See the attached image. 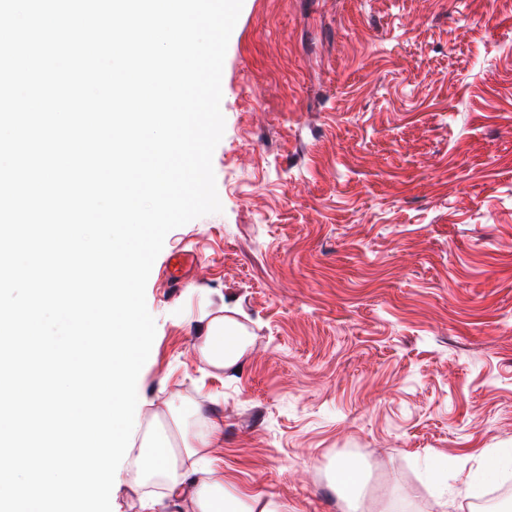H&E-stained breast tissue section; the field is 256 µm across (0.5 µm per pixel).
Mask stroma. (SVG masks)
Masks as SVG:
<instances>
[{"label":"stroma","mask_w":512,"mask_h":512,"mask_svg":"<svg viewBox=\"0 0 512 512\" xmlns=\"http://www.w3.org/2000/svg\"><path fill=\"white\" fill-rule=\"evenodd\" d=\"M222 93V210L146 286L141 426L199 404L224 442L186 468L288 512L344 506L340 457L392 512H478V449H512V0H244ZM221 312L252 345L220 373ZM112 512L169 509L121 468Z\"/></svg>","instance_id":"obj_1"}]
</instances>
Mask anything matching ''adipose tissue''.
Listing matches in <instances>:
<instances>
[{
  "label": "adipose tissue",
  "instance_id": "1",
  "mask_svg": "<svg viewBox=\"0 0 512 512\" xmlns=\"http://www.w3.org/2000/svg\"><path fill=\"white\" fill-rule=\"evenodd\" d=\"M250 339L237 323L214 317L205 327L199 350L215 369L233 366L244 355ZM168 423L159 425L135 444L127 460L137 482H158L175 512H288V506L260 491L240 489L234 478L210 467L199 478H188L183 456L200 454L216 447L224 435L223 423L204 416L200 407L183 409L169 405Z\"/></svg>",
  "mask_w": 512,
  "mask_h": 512
}]
</instances>
